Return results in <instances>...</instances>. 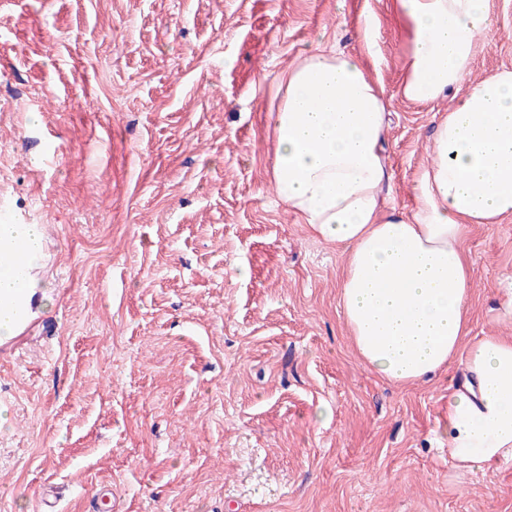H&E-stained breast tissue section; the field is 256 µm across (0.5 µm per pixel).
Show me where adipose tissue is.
Segmentation results:
<instances>
[{
  "instance_id": "obj_1",
  "label": "adipose tissue",
  "mask_w": 512,
  "mask_h": 512,
  "mask_svg": "<svg viewBox=\"0 0 512 512\" xmlns=\"http://www.w3.org/2000/svg\"><path fill=\"white\" fill-rule=\"evenodd\" d=\"M406 53L402 95L458 93L414 177L410 214L386 204L389 112L381 85L355 55L318 43L283 74L273 123L271 180L309 233L341 246L340 305L363 362L398 384L450 365L448 454L461 468L512 460V339L471 335L474 224L512 214V69L462 86L494 29L488 0H394ZM39 280L0 253V344L16 336L9 302Z\"/></svg>"
}]
</instances>
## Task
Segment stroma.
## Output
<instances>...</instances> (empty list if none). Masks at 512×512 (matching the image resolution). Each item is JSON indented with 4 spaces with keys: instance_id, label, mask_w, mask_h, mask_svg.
<instances>
[{
    "instance_id": "obj_1",
    "label": "stroma",
    "mask_w": 512,
    "mask_h": 512,
    "mask_svg": "<svg viewBox=\"0 0 512 512\" xmlns=\"http://www.w3.org/2000/svg\"><path fill=\"white\" fill-rule=\"evenodd\" d=\"M491 9L473 81L512 68V0ZM320 40L379 56L411 211L454 100L401 95L393 0H0V216L45 228L56 326L0 345V512H89L105 485L118 512H512V461L443 444L458 368L367 367L343 251L271 182L276 79ZM463 247L472 335L512 337V215Z\"/></svg>"
}]
</instances>
